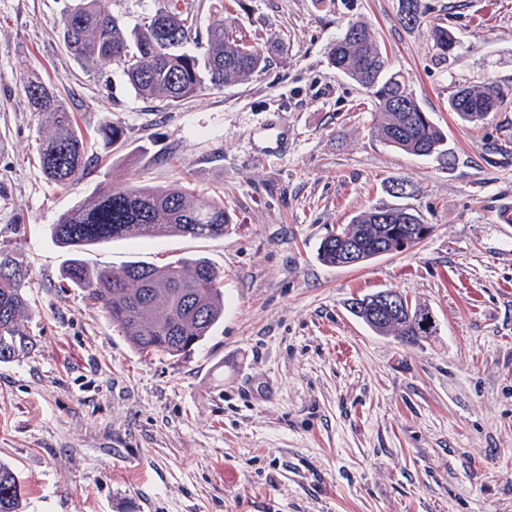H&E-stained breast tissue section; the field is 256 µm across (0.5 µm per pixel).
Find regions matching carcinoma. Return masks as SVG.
I'll return each instance as SVG.
<instances>
[{
    "instance_id": "1",
    "label": "carcinoma",
    "mask_w": 512,
    "mask_h": 512,
    "mask_svg": "<svg viewBox=\"0 0 512 512\" xmlns=\"http://www.w3.org/2000/svg\"><path fill=\"white\" fill-rule=\"evenodd\" d=\"M186 0H160L155 12L137 29L129 32L102 5V0H79L63 18V43L83 71L98 72L115 64L133 90L143 98H161L170 104L196 95L204 85L221 88L265 68L268 56L250 45L245 36L210 25L205 42L197 38V27L189 12L180 6ZM358 32L344 40L340 54L333 55L336 68L358 84L373 90L380 121L376 136L407 154L429 157L442 152L444 131L433 122L419 120L421 108L407 92L400 73H388L384 56L367 27L355 24ZM203 46L202 54L185 45ZM24 91L37 112L46 114L51 133L40 139L38 163L54 184L76 182L91 165L86 141L73 115L40 81H29ZM503 92L494 85L482 90L458 91L451 107L459 118L475 123L496 111ZM99 134L110 144L121 142L120 125L104 124ZM381 207L360 213L348 228L344 240L325 238L318 248L319 259L338 266L339 244L352 246L363 261L376 251L381 224ZM234 223L224 209V200L197 193L186 185L163 189L133 185L111 186L96 198L79 204L50 226V235L72 252L111 240L151 239L177 234L193 238L224 235ZM165 265L130 262L120 270L92 269L84 260H67L63 276L72 288H81L86 299L100 308L129 344L144 355L171 357L190 352L224 316V273L204 259ZM30 274L19 249L0 248V360L20 354L28 333L21 314L28 304ZM368 295L352 301L350 310L375 334L396 331L404 342H419L433 335L414 319L372 321L366 305ZM24 489L15 475L0 467V512H22Z\"/></svg>"
}]
</instances>
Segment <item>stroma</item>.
<instances>
[{
  "label": "stroma",
  "mask_w": 512,
  "mask_h": 512,
  "mask_svg": "<svg viewBox=\"0 0 512 512\" xmlns=\"http://www.w3.org/2000/svg\"><path fill=\"white\" fill-rule=\"evenodd\" d=\"M76 0H0V248L30 270L26 353L0 362V464L23 512H512V0H187L199 31L239 29L267 67L176 106L138 96L118 66L67 52ZM361 22L402 72L446 152L414 157L372 133L375 98L331 48ZM459 49L440 58L434 27ZM51 86L95 164L77 183L37 161ZM496 84L475 124L450 108ZM122 126L106 145L97 131ZM276 126L268 145L260 126ZM190 182L220 196L224 236L124 239L82 254L121 268L203 257L224 272V317L182 357H142L78 288L49 228L104 189ZM406 182L395 196L392 187ZM404 207L432 233L414 248L329 267L321 240L372 207ZM393 289L437 332L374 334L352 298Z\"/></svg>",
  "instance_id": "obj_1"
}]
</instances>
